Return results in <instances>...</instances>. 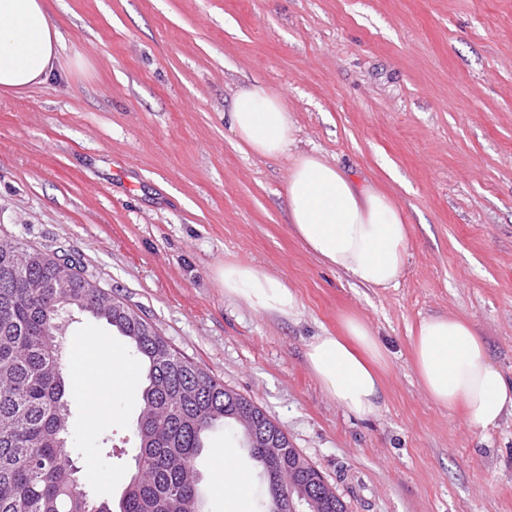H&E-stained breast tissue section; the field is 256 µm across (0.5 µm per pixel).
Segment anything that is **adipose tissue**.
Segmentation results:
<instances>
[{"label":"adipose tissue","instance_id":"ef3b65f1","mask_svg":"<svg viewBox=\"0 0 512 512\" xmlns=\"http://www.w3.org/2000/svg\"><path fill=\"white\" fill-rule=\"evenodd\" d=\"M62 48L46 0H0V93L46 84ZM228 119L243 153L290 157L285 186L288 222L309 252L357 286L373 290L398 286L411 228L392 197L369 183H356L320 154L298 150V128L291 112L265 86L239 89ZM218 277L225 296L247 298L255 309L291 321L300 315L294 290L263 269L230 261ZM412 348L419 383L437 406L462 409L465 423L483 432L512 416V379L492 363L485 341L468 319L423 318L413 334ZM105 350L99 340L73 345L68 375L76 394H86L93 382L109 384L116 393H133L137 369L127 358L114 355L111 367L98 371L97 359ZM304 358L337 405L358 416L377 409L387 355L359 316H346L341 334L312 337ZM224 455V468L214 483L224 498V512H252V486L232 462V449H225Z\"/></svg>","mask_w":512,"mask_h":512}]
</instances>
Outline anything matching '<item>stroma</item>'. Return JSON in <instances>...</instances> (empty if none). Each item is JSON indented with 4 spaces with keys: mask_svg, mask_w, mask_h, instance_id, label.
<instances>
[{
    "mask_svg": "<svg viewBox=\"0 0 512 512\" xmlns=\"http://www.w3.org/2000/svg\"><path fill=\"white\" fill-rule=\"evenodd\" d=\"M58 75L0 96V231L74 253L172 348L262 408L348 512H512V417L486 432L434 404L412 362L428 315L468 318L512 379V0H48ZM258 83L299 147L392 196L412 227L397 287L352 286L294 235L288 157L241 152L225 117ZM241 260L286 280L291 322L225 296ZM363 318L387 353L370 415L338 406L306 343ZM127 339L76 314L68 341ZM72 399L81 485L119 500L137 395ZM223 426L196 461L204 512Z\"/></svg>",
    "mask_w": 512,
    "mask_h": 512,
    "instance_id": "35a3bbf8",
    "label": "stroma"
}]
</instances>
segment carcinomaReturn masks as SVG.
Returning <instances> with one entry per match:
<instances>
[{"instance_id": "cac0c4a2", "label": "carcinoma", "mask_w": 512, "mask_h": 512, "mask_svg": "<svg viewBox=\"0 0 512 512\" xmlns=\"http://www.w3.org/2000/svg\"><path fill=\"white\" fill-rule=\"evenodd\" d=\"M57 278L71 287H42ZM112 297L93 287L67 252L0 239V512H203L195 460L204 434L226 422L262 469L267 512H289L288 469L306 487L314 467L283 429L172 349L146 319L112 306ZM71 299L128 338L146 367L132 431L135 468L116 504L85 492L67 445L55 441L66 435L70 414L62 320L74 308ZM255 429L275 437L278 454L252 445ZM313 510L347 512V506L325 495Z\"/></svg>"}]
</instances>
